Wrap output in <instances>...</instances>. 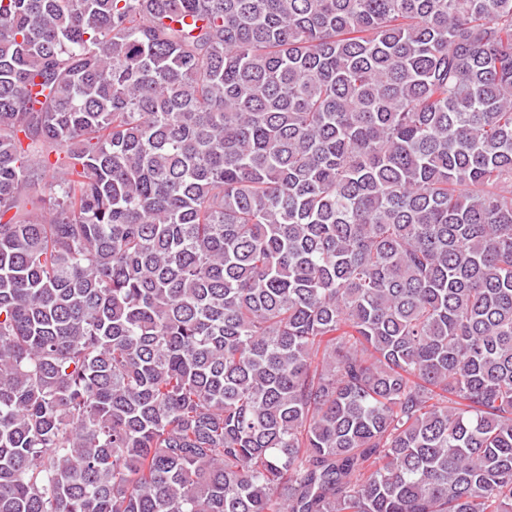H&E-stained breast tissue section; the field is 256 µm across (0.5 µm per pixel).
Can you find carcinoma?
<instances>
[{"label": "carcinoma", "mask_w": 512, "mask_h": 512, "mask_svg": "<svg viewBox=\"0 0 512 512\" xmlns=\"http://www.w3.org/2000/svg\"><path fill=\"white\" fill-rule=\"evenodd\" d=\"M0 512H512V0H0Z\"/></svg>", "instance_id": "1"}]
</instances>
